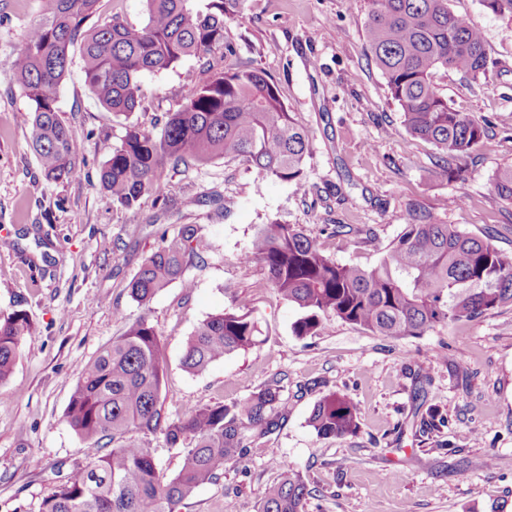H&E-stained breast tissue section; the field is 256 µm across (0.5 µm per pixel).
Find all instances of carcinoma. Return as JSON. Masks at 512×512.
<instances>
[{
	"label": "carcinoma",
	"instance_id": "1",
	"mask_svg": "<svg viewBox=\"0 0 512 512\" xmlns=\"http://www.w3.org/2000/svg\"><path fill=\"white\" fill-rule=\"evenodd\" d=\"M99 0H43V17L21 40L13 76L31 102V141L46 179L69 176L77 144L60 120L56 90L70 64V48L82 47V67L97 101L126 120L121 143L107 150L100 182L107 205L132 208L149 194L167 197L166 169L206 165L232 156L248 163L259 180L275 178L306 187L310 135L258 68H222L182 108L165 117L158 134L130 117L142 105V77L176 68L184 59L224 47V26L242 19L241 0H145L141 26L118 14L86 22ZM368 50L386 79L409 133L433 143L447 175L483 140L486 123L460 112L432 83L434 71L452 69L473 80L486 76L482 33L453 13L449 0H371ZM498 200L512 205V165L492 175ZM208 244L184 226L161 234L130 282L145 305L183 280L187 257ZM245 263L267 270L278 295L301 311L298 336H315L336 318L382 336H422L438 323L476 318L512 305V258L487 239L430 216L404 225L381 260L370 268L336 262L299 224H262ZM30 327L25 314L0 319V384L13 373L19 345ZM247 299L203 320L188 337L181 358L189 373L261 342ZM168 354L156 328L139 318L90 360L79 377L66 419L85 442L108 440L112 448L72 471L41 504V512H181L183 502L212 484L227 464L280 429V389L266 385L230 405L199 406L177 418L164 414L162 381ZM309 424L322 438L359 428L348 395L330 392L313 406ZM135 430L142 437L125 440ZM161 435L181 450L172 477L159 469L152 438ZM278 478L260 497L259 512H303L310 494L305 478L284 461Z\"/></svg>",
	"mask_w": 512,
	"mask_h": 512
}]
</instances>
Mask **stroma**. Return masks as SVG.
Masks as SVG:
<instances>
[{
    "label": "stroma",
    "instance_id": "obj_1",
    "mask_svg": "<svg viewBox=\"0 0 512 512\" xmlns=\"http://www.w3.org/2000/svg\"><path fill=\"white\" fill-rule=\"evenodd\" d=\"M484 37L485 79L437 70L450 106L486 121L488 135L460 176L439 165L433 144L408 133L366 46L370 0H244L225 24L226 64L263 70L311 136L307 187L269 179L225 157L166 172L173 206L155 196L134 208L101 201L100 166L124 124L92 95L73 61L57 89L58 115L79 144L69 178L46 180L31 148L30 102L12 74L21 37L42 0H0V317L16 311L31 328L12 375L0 384V512H40L60 477L101 455L65 413L86 364L126 326L147 316L167 345L162 384L167 416L282 386L283 427L198 489L182 512H257L285 458L310 495L304 512H512V306L394 338L334 319L299 336V310L278 297L258 263H241L259 225H302L341 264L375 265L410 215H429L489 238L512 256V206L491 175L512 165V19L480 0H450ZM211 76L208 60L142 79L141 125L181 108ZM209 248L176 282L141 306L128 293L140 264L183 225ZM352 232L336 235L337 225ZM249 300L264 341L205 372L181 365L185 342L208 316ZM348 394L359 429L321 438L308 417L323 395ZM446 423L427 426L428 409ZM491 467H484L485 458Z\"/></svg>",
    "mask_w": 512,
    "mask_h": 512
}]
</instances>
